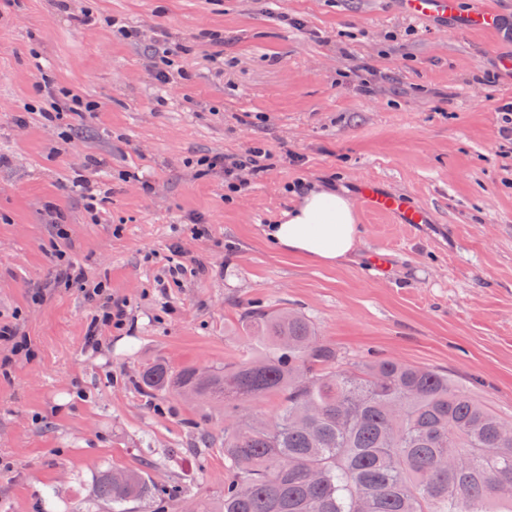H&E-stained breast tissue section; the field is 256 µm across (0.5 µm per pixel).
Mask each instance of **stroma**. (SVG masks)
<instances>
[{"mask_svg":"<svg viewBox=\"0 0 512 512\" xmlns=\"http://www.w3.org/2000/svg\"><path fill=\"white\" fill-rule=\"evenodd\" d=\"M481 4L500 28L416 20L401 0H76L94 19L80 27L54 0H0V322L33 350L0 341V512H112L96 498L108 467L181 486L175 512L222 494L223 412L146 400L135 380L156 361L257 357L241 324L254 305L302 313L353 361L447 372L512 418V141L497 112L512 83L484 78L512 53V0ZM175 45L183 74L164 87L155 69ZM46 85L93 111L45 120ZM257 143L273 164L233 195L193 164ZM366 181L426 223L358 206ZM318 185L357 204L362 241L341 267L262 234ZM61 250L84 285L54 283ZM101 280L127 327L93 345L85 290Z\"/></svg>","mask_w":512,"mask_h":512,"instance_id":"35a3bbf8","label":"stroma"}]
</instances>
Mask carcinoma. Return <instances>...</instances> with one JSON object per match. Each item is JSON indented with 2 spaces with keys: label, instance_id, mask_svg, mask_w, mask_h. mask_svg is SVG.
<instances>
[{
  "label": "carcinoma",
  "instance_id": "1",
  "mask_svg": "<svg viewBox=\"0 0 512 512\" xmlns=\"http://www.w3.org/2000/svg\"><path fill=\"white\" fill-rule=\"evenodd\" d=\"M256 360L205 373L154 362L137 388L224 408V496L196 512H512V420L448 375L394 359L351 362L296 312L248 308ZM279 395L273 418L240 419V403ZM101 501L182 496L138 471H101Z\"/></svg>",
  "mask_w": 512,
  "mask_h": 512
}]
</instances>
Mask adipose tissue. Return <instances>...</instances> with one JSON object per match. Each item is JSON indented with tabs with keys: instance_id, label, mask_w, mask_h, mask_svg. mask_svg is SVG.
I'll use <instances>...</instances> for the list:
<instances>
[{
	"instance_id": "adipose-tissue-1",
	"label": "adipose tissue",
	"mask_w": 512,
	"mask_h": 512,
	"mask_svg": "<svg viewBox=\"0 0 512 512\" xmlns=\"http://www.w3.org/2000/svg\"><path fill=\"white\" fill-rule=\"evenodd\" d=\"M263 235L277 250L326 267L351 259L361 242L351 201L329 187L307 191L284 220L265 225Z\"/></svg>"
}]
</instances>
